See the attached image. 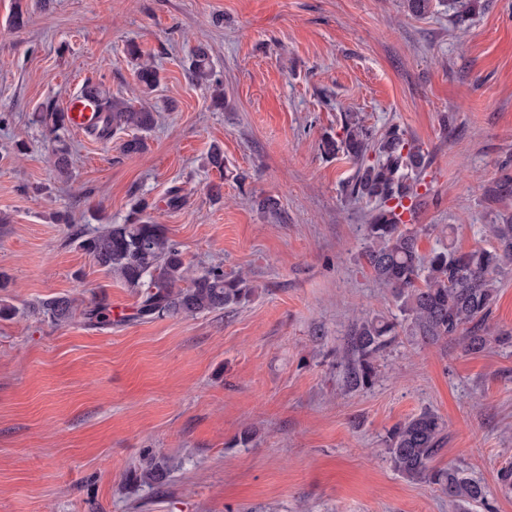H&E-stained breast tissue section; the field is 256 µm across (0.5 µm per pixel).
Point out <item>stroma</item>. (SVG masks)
I'll list each match as a JSON object with an SVG mask.
<instances>
[{
	"label": "stroma",
	"mask_w": 512,
	"mask_h": 512,
	"mask_svg": "<svg viewBox=\"0 0 512 512\" xmlns=\"http://www.w3.org/2000/svg\"><path fill=\"white\" fill-rule=\"evenodd\" d=\"M481 2L458 23L446 0L420 17L403 0H0V301L16 310L0 320V512H454L384 450L386 431L424 409L446 424L434 466L489 492L473 512H512L499 481L512 348L401 336L370 387L344 391L336 351L351 318L397 308L360 257L373 205L347 193L355 166L319 149L347 112L374 134L403 131L430 161L406 224L420 253L493 246L488 225L512 214V197L491 193L512 174V0ZM131 40L161 75L147 150L123 155L122 132H69L71 176L58 178L34 113L89 78L133 95ZM200 45L223 109L186 75ZM214 143L231 179L207 164ZM140 198L186 262L248 276L250 300L133 320L136 295L75 239L123 223ZM63 294L80 308L106 295L113 324L33 313ZM150 451L179 463L160 488L129 478Z\"/></svg>",
	"instance_id": "1"
}]
</instances>
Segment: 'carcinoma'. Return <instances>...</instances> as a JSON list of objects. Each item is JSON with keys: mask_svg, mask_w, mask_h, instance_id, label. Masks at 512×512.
I'll use <instances>...</instances> for the list:
<instances>
[{"mask_svg": "<svg viewBox=\"0 0 512 512\" xmlns=\"http://www.w3.org/2000/svg\"><path fill=\"white\" fill-rule=\"evenodd\" d=\"M461 21L479 9L480 0H449ZM127 56L136 62L135 77L143 92L160 83L159 68L144 58L140 46L130 42ZM188 75L211 90V105L224 109V88L207 51L192 55ZM97 138L108 140L119 130L133 135L123 143V153L135 155L147 149V135L155 128L156 113L131 99L109 96L97 105ZM60 111L51 107L36 121L53 132L64 128ZM325 155L343 153L356 165L349 194L376 203L364 225L362 258L374 279L391 289L401 317H356L349 325L346 342L337 352L344 368V388L357 391L369 387L375 376V361L400 335L425 345L455 341L464 351L476 353L491 345L512 347V331L488 332L487 320L503 277L512 273V219L488 225L495 245L460 253L452 248L422 255L417 237L405 228L403 216L408 201L417 196L427 156L422 146L397 128L376 137L360 120L344 115L342 135L321 142ZM54 165L62 176L69 171V147L56 137ZM149 204L138 200L122 224H103L79 237V247L94 264L116 276L138 297L136 317L152 320L170 316L194 317L238 306L254 288L245 276L227 279L218 268L194 270L186 263L179 245L157 218L146 213ZM38 314L54 324L74 318V300L53 296L37 306ZM91 327L110 324L106 297L96 298L80 314ZM446 438L443 419L434 411L422 412L396 423L383 443L394 471L414 482L434 485L448 497L456 512H470L487 498L480 482L455 467L436 468L432 462ZM174 467L163 453L140 459L134 478L148 485L163 486Z\"/></svg>", "mask_w": 512, "mask_h": 512, "instance_id": "carcinoma-1", "label": "carcinoma"}]
</instances>
